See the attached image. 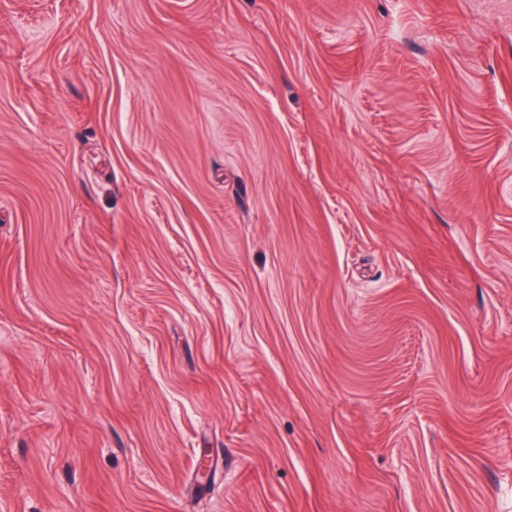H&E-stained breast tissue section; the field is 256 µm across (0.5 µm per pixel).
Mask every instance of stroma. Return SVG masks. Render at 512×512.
<instances>
[{"label": "stroma", "instance_id": "obj_1", "mask_svg": "<svg viewBox=\"0 0 512 512\" xmlns=\"http://www.w3.org/2000/svg\"><path fill=\"white\" fill-rule=\"evenodd\" d=\"M0 512H512L503 0H0Z\"/></svg>", "mask_w": 512, "mask_h": 512}]
</instances>
